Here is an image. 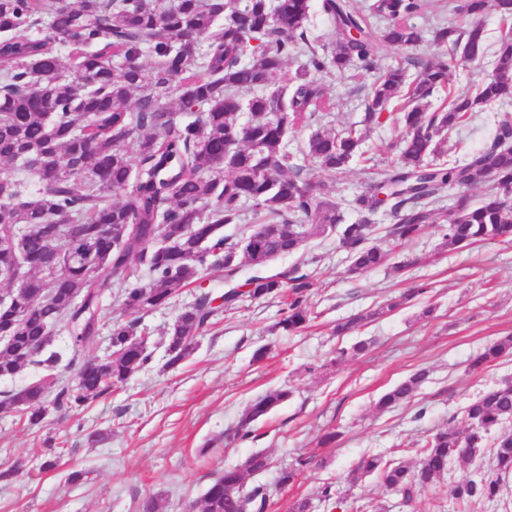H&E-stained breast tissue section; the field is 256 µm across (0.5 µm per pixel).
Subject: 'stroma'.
Segmentation results:
<instances>
[{"mask_svg":"<svg viewBox=\"0 0 512 512\" xmlns=\"http://www.w3.org/2000/svg\"><path fill=\"white\" fill-rule=\"evenodd\" d=\"M373 79L370 73L348 81L323 76L334 103L329 124L341 129L360 123L364 107L352 89ZM495 128V111L476 113L450 137L456 157L481 148ZM312 176L339 200L352 199L368 183L361 159L344 179L318 168ZM373 222L374 244L394 248L399 261L419 256L420 265L403 277L386 269L352 275L335 235L314 238L264 269L270 275L297 265L311 273L306 328L293 334L279 329L282 299L246 298L235 311L219 313L193 354L173 368L166 365L168 329L200 291L223 294V272L208 270L202 288L187 286L166 306L139 313L126 310L122 285L114 283L99 337L85 356L110 354L112 323L122 319L146 328L152 360L123 388L77 411L49 408L39 425H28L19 410L0 411V512H139L149 495L163 498L165 512H188L214 477L258 451L269 465L247 475L245 485L266 488L265 512H290L300 497L308 498L313 512H331L323 497L327 488L342 499V512H459L454 486L493 475L490 454L474 463L456 461L409 505L375 477L352 484L347 476L369 455L413 463L421 443L471 399L512 381V354L477 371L469 367L484 345L512 335V243L448 250L435 223L398 246L384 234L389 213L378 212ZM422 282L430 285L426 294L360 329L358 338L371 343L366 355L333 364L336 348L354 340L336 334L337 321L377 309L407 284ZM427 307L432 313L426 317ZM261 348L265 356L255 358ZM420 368L429 370L430 380L409 402L378 408L387 390ZM274 389L289 390V398L252 423L250 438H234L251 401ZM332 429L338 440L322 445ZM310 457L314 466L296 483L279 485L282 468Z\"/></svg>","mask_w":512,"mask_h":512,"instance_id":"obj_1","label":"stroma"}]
</instances>
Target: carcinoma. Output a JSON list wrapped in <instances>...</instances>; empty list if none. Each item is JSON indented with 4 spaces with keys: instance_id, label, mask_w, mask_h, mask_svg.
Returning <instances> with one entry per match:
<instances>
[{
    "instance_id": "carcinoma-1",
    "label": "carcinoma",
    "mask_w": 512,
    "mask_h": 512,
    "mask_svg": "<svg viewBox=\"0 0 512 512\" xmlns=\"http://www.w3.org/2000/svg\"><path fill=\"white\" fill-rule=\"evenodd\" d=\"M491 1L503 22L512 21V0H372L370 14L387 22L378 34L357 0H319L336 30L335 41L325 45L310 33L312 0H246L241 7L230 0H73L70 7L58 0H0V164H18L37 185L33 192L24 182L0 178V239L30 228L20 247L0 249V269L18 278L10 302L0 305V377L31 365L45 371L43 379L0 400V409L17 408L32 425L43 422L47 384L62 367L61 354L45 345L61 323L72 339L62 368L74 373V383L59 389L57 405L81 408L124 386L151 359L138 323L112 324V355L96 361L83 355L96 342L112 283H127L122 297L128 310L165 305L191 283L203 287V241L224 256L212 267L229 280L241 258L261 270L329 232L337 235L350 271L368 272L389 262L388 252L370 244L380 206L395 217L386 235L409 242L435 223L446 188L458 195L442 225L444 246L511 239L512 114L499 115L493 139L465 158L447 159L442 150L451 131L474 113L512 99V35L491 46L480 23L461 32L441 16L446 11L477 18ZM427 33L467 62L489 52L495 61L490 78L448 95L435 112L431 97L448 86L447 54L425 62L407 56L381 72L375 60L377 42L406 50ZM291 58L302 59L299 68L271 89ZM359 71L377 72L365 94L362 123L379 125L384 114L397 113L403 135L398 158L371 167L367 187L352 200L358 218L347 224L342 204L310 176V168L343 177L364 156V139L350 127L318 130L301 157L288 152L287 141L292 129L331 110L323 75L348 78ZM181 112L196 118L184 122ZM243 112L248 117L241 122ZM130 145L139 158L136 168ZM476 186L485 188L478 200L468 195ZM116 189L124 191L118 199L112 198ZM247 202L263 222L238 241L219 235L225 225L244 220ZM68 227L73 233L61 255L57 240ZM134 258L147 267V279L134 277ZM310 288L311 275L296 266L225 289L217 307L202 293L168 333V364L192 355L218 309L231 311L246 295L258 300L288 290L278 326L288 333L302 330L310 321ZM427 289L416 284L384 310L336 323V335L354 333ZM368 348L358 340L336 351L332 362ZM509 351L512 336L486 346L471 366ZM428 378V370L416 371L384 393L378 406L404 403ZM289 396L275 389L256 398L241 426ZM460 423L428 438L414 467L370 455L349 481L374 475L410 502L446 475L452 462L477 460L488 431L499 428L492 444L496 474L461 482L453 491L465 508L497 497L512 480V382L466 405ZM311 464L297 460L278 482L295 483ZM267 466L266 456L255 453L225 469L191 512H264L263 489L246 492L244 480Z\"/></svg>"
}]
</instances>
